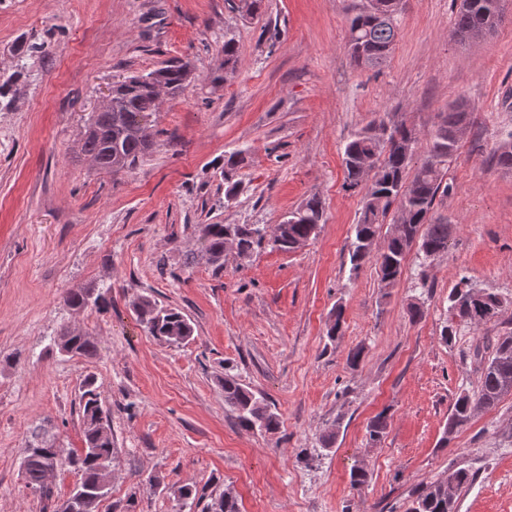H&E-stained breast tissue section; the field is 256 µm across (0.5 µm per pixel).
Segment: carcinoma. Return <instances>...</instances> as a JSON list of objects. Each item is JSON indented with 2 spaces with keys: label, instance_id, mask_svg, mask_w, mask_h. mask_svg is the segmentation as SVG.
Masks as SVG:
<instances>
[{
  "label": "carcinoma",
  "instance_id": "cac0c4a2",
  "mask_svg": "<svg viewBox=\"0 0 512 512\" xmlns=\"http://www.w3.org/2000/svg\"><path fill=\"white\" fill-rule=\"evenodd\" d=\"M404 0H363L347 8L349 17L348 51L357 67H378L388 60L399 28V16ZM504 0H461L454 21V35L460 40L485 36L496 29L503 18ZM237 45L232 37H224V75L213 80L230 78L237 62ZM192 67L188 63H172L163 67L161 81L136 80L119 87L112 98V106L91 114L82 138V153L101 170L115 174L116 169L128 175L138 168L157 144L158 131L153 115L158 112L160 93L175 98L191 81ZM468 128V110L464 101L448 106L438 115L430 134L427 155L415 169L413 177L408 170L416 154L418 142L414 129L394 124L378 116L358 130L343 150L345 182L349 188L358 186L367 174L365 161L373 160V180L365 195L361 215L354 225V238L349 249L351 271L356 272L370 258L373 240L390 213L396 214L395 223L404 226L400 236L389 239L387 248L376 260L378 277L385 285L394 284L403 272L408 250L417 246L423 259L448 251L449 224L435 217L437 200L449 193L443 182L448 159L458 149ZM497 165L512 168V139L501 142L493 152ZM244 162L243 151L229 154L224 160L221 175L228 183L226 193H236L232 182L233 171ZM324 223L321 199L313 195L281 222V236L271 246L282 251H295L316 236ZM197 239L204 251L217 265H222L227 236L239 253H248L262 246L265 228L261 224H199ZM475 285L468 279L460 280L448 295V320L441 331V339L450 343L458 328L477 326L498 318L502 302L498 295L480 289L481 299H471ZM63 301L69 308L82 311L102 309L108 305L105 294L90 288L70 289ZM137 321L154 338L171 346L187 342L193 333L189 320L178 310L159 305L149 296H141L133 303ZM54 344L62 352L93 357L98 345L86 333L66 327ZM512 381V333L495 339L492 351L483 368L477 389L462 392L448 417L445 435L466 426L477 409L495 407L503 396L502 386ZM224 404L235 413L239 424L250 430L273 433L280 427V419L267 398L241 383L234 376L224 377ZM83 447L67 453L60 448L49 431L39 428L31 433L27 454L22 462L25 486L43 508L51 506L54 491L48 484L47 466L57 463L58 469L74 471L79 481L56 512H99V505L107 497L112 480V462L115 444L112 438L109 414L103 407L101 385L95 377L85 378L79 398ZM388 417L381 412L368 425L369 444L376 445L384 438ZM473 474L459 468L448 473V478L430 484L411 501L406 512H457V500H448L443 483H451L454 491L470 485ZM174 512H185L187 506L205 497L197 488L185 485L176 493ZM207 512H240L239 503L229 492L212 498Z\"/></svg>",
  "mask_w": 512,
  "mask_h": 512
}]
</instances>
